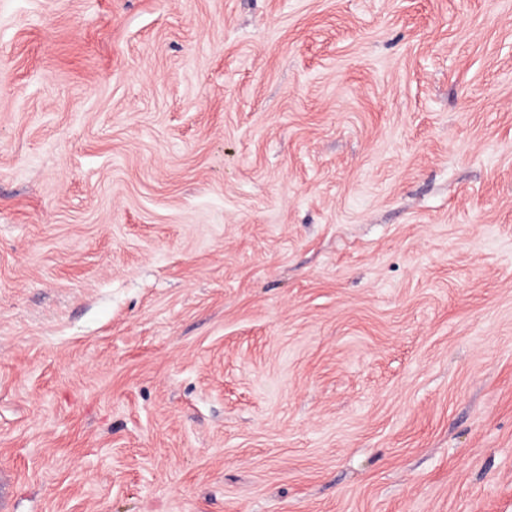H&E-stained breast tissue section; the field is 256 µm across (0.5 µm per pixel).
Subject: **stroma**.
<instances>
[{"mask_svg":"<svg viewBox=\"0 0 512 512\" xmlns=\"http://www.w3.org/2000/svg\"><path fill=\"white\" fill-rule=\"evenodd\" d=\"M9 512H512V0H0Z\"/></svg>","mask_w":512,"mask_h":512,"instance_id":"1","label":"stroma"}]
</instances>
